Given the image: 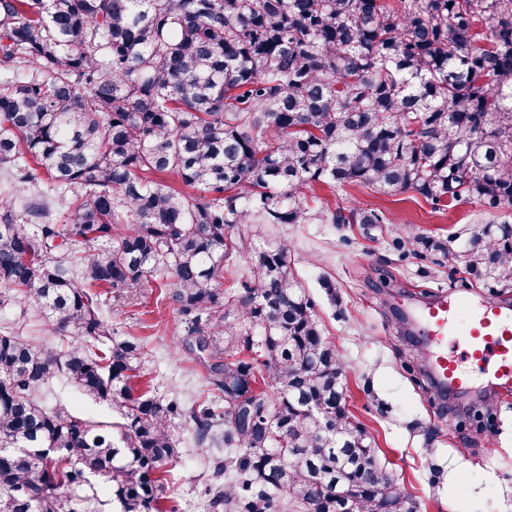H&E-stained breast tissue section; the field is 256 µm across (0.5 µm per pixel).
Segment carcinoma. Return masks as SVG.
Wrapping results in <instances>:
<instances>
[{
    "mask_svg": "<svg viewBox=\"0 0 512 512\" xmlns=\"http://www.w3.org/2000/svg\"><path fill=\"white\" fill-rule=\"evenodd\" d=\"M315 184L512 207V0H0V308L63 338L0 333V512H94L95 477L119 512H173L186 418L224 449L211 512H414L343 403L292 246L251 245L250 224L387 223L311 207ZM396 246L512 288L506 221L460 255ZM237 256L250 278L226 288ZM152 282L205 372L189 407L139 391L146 338L102 311L100 290ZM56 379L122 422L47 406Z\"/></svg>",
    "mask_w": 512,
    "mask_h": 512,
    "instance_id": "obj_1",
    "label": "carcinoma"
}]
</instances>
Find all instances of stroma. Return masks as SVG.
I'll list each match as a JSON object with an SVG mask.
<instances>
[{"mask_svg":"<svg viewBox=\"0 0 512 512\" xmlns=\"http://www.w3.org/2000/svg\"><path fill=\"white\" fill-rule=\"evenodd\" d=\"M315 206L346 204L382 210L383 224H255L254 243L288 240L291 265L317 302L326 340L344 368L347 408L365 426L379 464L399 478L415 512H512V390L473 386L462 398L439 400L431 381L416 373L419 352L403 334L400 313L435 292L451 297L506 299L508 292L475 283L455 288L448 268L399 256L393 240L405 229L440 237L463 249L478 226L512 222V208L484 210L464 203L433 210L420 195H390L363 186L310 189ZM330 281L335 297L322 286ZM104 309L119 332L149 339L146 368L155 394L192 404L202 388L193 354L185 347V325L168 304L148 296L134 306L105 298ZM48 406L108 423L116 413L86 399L73 385L53 383ZM180 453L166 489L175 512L203 506L204 459L190 423L177 424Z\"/></svg>","mask_w":512,"mask_h":512,"instance_id":"stroma-1","label":"stroma"}]
</instances>
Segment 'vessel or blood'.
<instances>
[{"label":"vessel or blood","instance_id":"obj_1","mask_svg":"<svg viewBox=\"0 0 512 512\" xmlns=\"http://www.w3.org/2000/svg\"><path fill=\"white\" fill-rule=\"evenodd\" d=\"M435 376L466 391L474 381L512 388V305L435 296L414 312Z\"/></svg>","mask_w":512,"mask_h":512}]
</instances>
